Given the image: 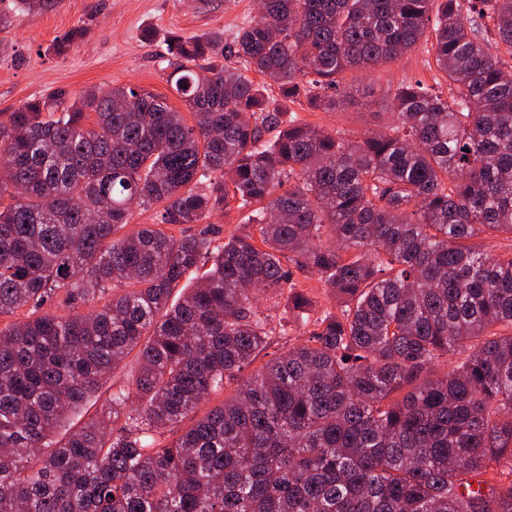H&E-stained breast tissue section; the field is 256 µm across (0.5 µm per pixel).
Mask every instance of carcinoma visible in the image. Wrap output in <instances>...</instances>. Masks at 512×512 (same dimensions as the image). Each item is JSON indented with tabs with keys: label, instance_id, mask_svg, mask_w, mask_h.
I'll return each mask as SVG.
<instances>
[{
	"label": "carcinoma",
	"instance_id": "cac0c4a2",
	"mask_svg": "<svg viewBox=\"0 0 512 512\" xmlns=\"http://www.w3.org/2000/svg\"><path fill=\"white\" fill-rule=\"evenodd\" d=\"M487 21L512 54V0H261L230 44L171 35L192 125L129 86L0 122V316L27 310L0 327V512H512V256L478 243L512 235V65ZM424 37L449 92L400 84L360 140L249 76L334 110ZM135 204L160 223L124 232ZM232 208L224 242L166 230ZM299 284L298 288H303L317 301L318 307H330L334 302L331 297V294L328 292V288H326L324 281L320 279L317 275L312 276H299L297 279ZM136 368V362L133 360L132 356H130L128 359H126L119 368L114 372V374H111L110 380L103 386L101 391L99 392V397L97 398L96 405H94L90 409V413H93L96 409H99L102 405L105 404L106 399L109 397L110 392L112 391L111 388H109L110 385H112V382H120L123 381L125 378L130 376L132 372Z\"/></svg>",
	"mask_w": 512,
	"mask_h": 512
}]
</instances>
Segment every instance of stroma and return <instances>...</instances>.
<instances>
[{"instance_id": "obj_1", "label": "stroma", "mask_w": 512, "mask_h": 512, "mask_svg": "<svg viewBox=\"0 0 512 512\" xmlns=\"http://www.w3.org/2000/svg\"><path fill=\"white\" fill-rule=\"evenodd\" d=\"M257 8L258 0H56L51 8L27 14L15 0H0V12L13 20L0 32V113L58 89L76 95L106 85L143 88L181 107L167 82L176 66L168 36L218 32L229 42ZM77 25L86 30L83 40L57 55L55 42ZM441 77L429 43L422 42L397 61L348 79L341 108L311 110L282 99L275 89L268 92L269 106L356 140L390 121L391 96L400 83L430 85Z\"/></svg>"}]
</instances>
